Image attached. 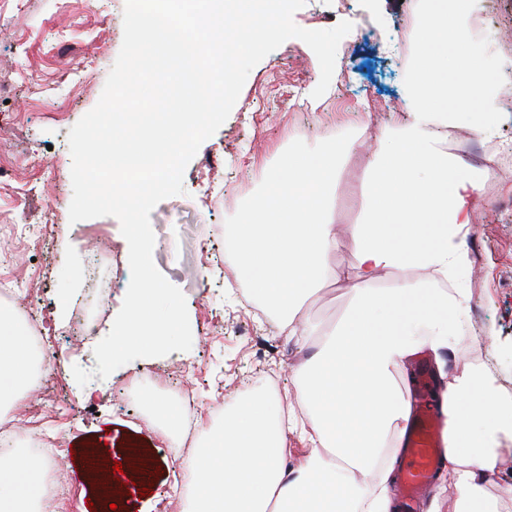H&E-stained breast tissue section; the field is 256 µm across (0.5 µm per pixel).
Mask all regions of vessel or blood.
<instances>
[{"label": "vessel or blood", "mask_w": 512, "mask_h": 512, "mask_svg": "<svg viewBox=\"0 0 512 512\" xmlns=\"http://www.w3.org/2000/svg\"><path fill=\"white\" fill-rule=\"evenodd\" d=\"M417 383L418 388L413 395L415 415L405 446L408 462L400 477L403 494L408 498L430 484L444 448L442 409L427 398L425 376H418Z\"/></svg>", "instance_id": "1"}]
</instances>
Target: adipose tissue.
I'll return each instance as SVG.
<instances>
[{
  "label": "adipose tissue",
  "mask_w": 512,
  "mask_h": 512,
  "mask_svg": "<svg viewBox=\"0 0 512 512\" xmlns=\"http://www.w3.org/2000/svg\"><path fill=\"white\" fill-rule=\"evenodd\" d=\"M482 0H422L421 41L408 73L410 108L395 117L371 161L359 222L348 225L358 285L332 326L304 316V300L329 270L336 248L333 193L352 140L318 151L290 147L264 172L265 188L244 218L224 227V247L242 269L240 284L279 313L278 329L300 322L315 352L294 372L304 419L286 416L279 397L254 392L224 410V421L187 465L192 512H393L394 472L409 432L413 401L404 376L421 350L444 388L445 464L424 512H502L485 473L512 433V403L474 365L448 374L443 356L463 330L474 232L472 202L485 173L449 152L441 128L465 124L493 139L512 96V76L489 56L483 33L470 39ZM11 309L0 305V403L25 386L30 362L43 361ZM309 454L292 464L290 439ZM36 445L0 446V512L39 495Z\"/></svg>",
  "instance_id": "adipose-tissue-1"
}]
</instances>
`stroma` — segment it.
I'll list each match as a JSON object with an SVG mask.
<instances>
[{"label":"stroma","instance_id":"obj_1","mask_svg":"<svg viewBox=\"0 0 512 512\" xmlns=\"http://www.w3.org/2000/svg\"><path fill=\"white\" fill-rule=\"evenodd\" d=\"M125 0H10L0 14V225L30 224L38 245L12 241L18 260L0 264V276L22 280L31 294L21 305L45 317L41 345L48 368L14 403L0 405V419L19 423L10 441L26 446L45 432L65 430L60 480L66 496L51 501L52 512H85L86 482L80 477L86 448H105L120 463L130 440L156 463L147 483L128 484L118 512H190L192 489L178 458L182 443L177 408L181 389L197 401L202 428L220 423L224 405L252 391L275 387L288 412L302 415L291 371L311 350L280 333L274 314L247 300L234 285L237 264L224 259L215 225L236 223L264 188L265 167L280 163L289 146L319 148L328 136L346 130L361 144L342 159L336 176L335 215L341 233L329 256L331 277L305 304L307 315L329 324L342 313L356 286L355 254L343 228L363 213V178L376 138L403 103L407 67L414 51L403 41L413 28L419 0H306L294 15L307 30H325L340 21L352 31L339 44L326 95L312 98L320 79L316 55L292 38L249 73L229 117L206 139L187 165L183 194L158 203L150 214L159 271L184 294L192 347L155 358H140L110 376H95L96 344L108 332L125 296L124 288L85 291L82 269L89 247L105 240V271L125 270L126 240L115 217L69 221L73 196L70 129L98 102L123 41ZM498 38L494 55L512 61V0H486L475 19ZM32 152L43 167H18L16 155ZM232 194L230 205L214 209L217 195ZM512 165L493 177L472 204L473 238L481 246L468 284L465 328L449 372L467 367L472 355L497 381L503 400L512 401V366L503 350L512 348ZM91 320L74 333L80 317ZM93 372L78 385L73 366Z\"/></svg>","mask_w":512,"mask_h":512}]
</instances>
